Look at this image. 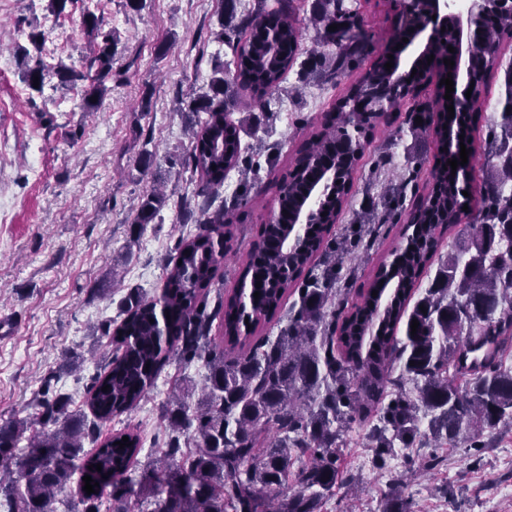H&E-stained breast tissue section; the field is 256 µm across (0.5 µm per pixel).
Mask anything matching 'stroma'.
I'll return each instance as SVG.
<instances>
[{
    "instance_id": "obj_1",
    "label": "stroma",
    "mask_w": 512,
    "mask_h": 512,
    "mask_svg": "<svg viewBox=\"0 0 512 512\" xmlns=\"http://www.w3.org/2000/svg\"><path fill=\"white\" fill-rule=\"evenodd\" d=\"M88 9L99 10L119 37L108 90L93 112L84 111L81 88L62 91L53 77L42 93L30 94L18 55L37 32L45 62L87 69ZM221 9V0H145L138 12L127 10L125 0H72L55 16L47 0H0V420L27 416L46 393L66 394L72 410L87 412L91 379L116 349L109 331L121 299L133 288L160 295L179 238L194 232L181 204L192 199L199 175L185 163L189 119L176 102L206 88L214 66L233 59L229 43L214 37ZM399 10L398 0L362 5L371 44L349 80L372 67ZM309 18L306 10L297 17L301 50L280 89L262 97L240 90L227 114L241 129L242 155L260 169L249 207L236 206L244 189L235 169L211 199L213 208L238 210L232 250L206 297L216 344L219 305L234 294L258 228L276 208L269 184L340 93L333 83L301 79L319 49ZM144 149L150 156L143 161ZM439 152L434 131L418 130L414 114L403 107L387 112L351 191L350 214L381 213L387 184L410 200L424 194L425 181L412 170ZM153 186L163 188L166 204L152 223L137 225L141 196ZM400 232V225H381L346 262L350 302H360ZM204 374L202 361L170 362L136 407L99 423L98 433L138 432L140 464L155 463L169 436L162 409L175 385L200 392ZM364 435L361 428L349 434L340 461L345 483L325 512H381V495L398 478L414 512H512V429L482 437L478 448H400L383 467ZM433 457L439 466H410ZM445 487L452 497L442 495Z\"/></svg>"
}]
</instances>
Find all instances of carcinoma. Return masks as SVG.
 <instances>
[{
	"label": "carcinoma",
	"mask_w": 512,
	"mask_h": 512,
	"mask_svg": "<svg viewBox=\"0 0 512 512\" xmlns=\"http://www.w3.org/2000/svg\"><path fill=\"white\" fill-rule=\"evenodd\" d=\"M354 0H313L311 20L322 51L308 75L327 80L353 68L356 44L336 42L329 26L362 24ZM294 0H255L237 14L236 0H224L220 31L237 40L233 67L217 65L206 91L189 97L184 111L192 122L187 164L201 174L195 195L208 200L224 184V172L243 162L237 128L225 115L236 104L240 86L264 93L277 89L299 54L300 28ZM85 33L92 43L87 70L38 60L22 71L31 91L41 92L54 76L62 87L85 84L83 107L97 109L112 78L115 32L103 16L86 10ZM485 43L500 48L512 29V13L494 12L481 20ZM500 55L471 64L475 102L488 89ZM385 75L381 60L350 84L316 131L296 150L273 184L280 213L274 224L260 225L248 253L237 293L224 303L223 340L240 351L232 356L214 347L203 353L211 316L202 296L213 283L217 265L230 249L221 227L231 222L224 211L199 208L196 233L179 240L181 264L168 269L160 296L151 299L132 289L122 302L124 318L114 329L122 353L92 378L88 406L102 422L135 406L154 386L177 351L183 360L204 359V391L195 406L186 395L169 404L164 420L171 442L158 465L141 470L138 489L130 487L138 463L140 435L118 432L89 455L81 456L86 436L82 414L69 400L42 398L37 412L0 422V500L7 512H54L53 501L75 474L98 483L91 494L79 481L80 512H323L341 482L340 448L354 425H370L367 447L386 461L397 448H439L467 443L512 425V67L505 72L507 96L500 120L488 130L479 169L482 208L463 210L462 185L447 160H435L427 195L407 214L405 244L393 260L380 265L361 302L348 305L337 287L340 265L359 248L362 235L375 232L370 222L354 219L341 236L332 234L348 204L358 162L375 127V117L358 110V101ZM39 86H34V81ZM447 101L434 102L455 135L475 139L481 115L449 116ZM245 163V162H243ZM245 163L244 170H250ZM333 168L341 183L321 201L320 214L291 252L283 251L290 216L300 207L317 174ZM391 218L401 199L393 189L381 194ZM156 189L144 192L135 223L148 224L165 206ZM464 225L457 251L437 257L445 233ZM435 275L422 297L408 307L422 278ZM260 279H255V276ZM261 287H256V283ZM299 299L275 339L255 338L260 325L281 310L292 290ZM377 296H372V291ZM259 297H254L255 292ZM419 322L412 331L411 321ZM109 390L102 391V387ZM128 437L131 445L115 442ZM27 441L18 452L21 441ZM309 463L299 464L302 456ZM101 464L102 470L88 469ZM382 512H413L396 492L385 495Z\"/></svg>",
	"instance_id": "obj_1"
}]
</instances>
